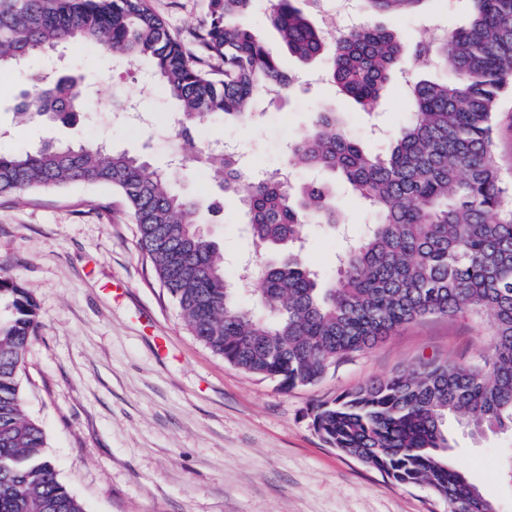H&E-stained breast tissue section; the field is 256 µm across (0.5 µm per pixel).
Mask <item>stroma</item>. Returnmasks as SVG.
Wrapping results in <instances>:
<instances>
[{
  "mask_svg": "<svg viewBox=\"0 0 512 512\" xmlns=\"http://www.w3.org/2000/svg\"><path fill=\"white\" fill-rule=\"evenodd\" d=\"M149 4L186 40L204 17V0ZM351 4L356 21L397 29L411 43L428 36L424 13L454 28L468 16L464 0H428L423 13L402 17ZM280 58L299 84L278 105L257 102L254 123L218 121L183 146L166 125L174 102L152 92L151 63L128 74L77 43L52 65L80 78L89 111L51 127L19 123L14 107L26 76L2 72L0 151L50 138L100 141L164 168L176 151L189 154L217 139L236 145L248 171L283 170L286 143L324 106L346 113L366 149L387 148L406 118L398 84L371 119L324 80L323 62L304 64L285 52ZM117 88L140 101L149 125L99 123L97 110L111 106ZM175 177L197 197L222 201L223 212L203 231L226 254L260 262L237 196L223 193L206 171L186 167ZM307 233V262L334 275L340 234L315 225ZM138 238L122 196L106 185L0 194V273L34 298L40 322L22 374L24 408L42 424L61 481L87 512H448L428 487L395 484L325 444L313 408L429 360L471 362L488 350L485 323L470 315L427 317L353 354L318 383L284 390L225 362L188 332ZM448 431L449 464L463 468L497 512H512V475L504 468L512 435L473 437L453 420Z\"/></svg>",
  "mask_w": 512,
  "mask_h": 512,
  "instance_id": "obj_1",
  "label": "stroma"
}]
</instances>
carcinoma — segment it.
<instances>
[{"label": "carcinoma", "mask_w": 512, "mask_h": 512, "mask_svg": "<svg viewBox=\"0 0 512 512\" xmlns=\"http://www.w3.org/2000/svg\"><path fill=\"white\" fill-rule=\"evenodd\" d=\"M255 0H206L192 45L148 0H0V71L26 66L71 42L127 71L149 61L156 90L177 104L173 137L191 143L215 118L252 122L264 92L292 84L279 57L248 24ZM267 22L303 63L327 61V77L367 115L410 61L448 68L446 81H406L409 120L384 153H367L341 113L325 109L287 145V164L339 176L375 222L336 251L338 276L304 257L303 229L341 221L330 186L292 183L275 170L244 171L236 154L186 158L226 192H242L248 233L260 251L286 248L246 283L199 228L204 200L166 170L99 143L45 141L0 152V193L103 184L119 192L139 244L177 303L189 332L214 354L283 387L314 385L354 353L428 316L484 315L489 351L468 365L427 361L320 403L313 426L341 454L398 485H426L461 512H494L466 472L448 465L445 422L473 436L512 432V187L495 158L498 103L512 88V0H468L467 25L407 46L385 27H345L328 42L297 6L269 0ZM393 16L424 0H365ZM77 83L33 71L19 93L22 122L84 111ZM36 304L0 275V512H86L60 481L41 424L22 400V370L37 337Z\"/></svg>", "instance_id": "carcinoma-1"}]
</instances>
